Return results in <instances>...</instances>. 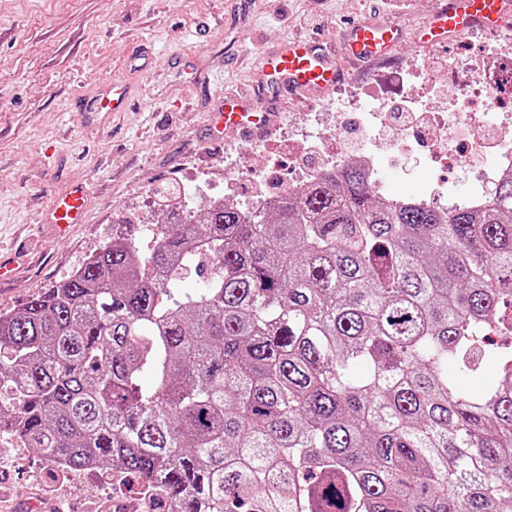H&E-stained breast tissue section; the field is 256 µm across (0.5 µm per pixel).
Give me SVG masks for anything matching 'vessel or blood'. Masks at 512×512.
Segmentation results:
<instances>
[{"mask_svg":"<svg viewBox=\"0 0 512 512\" xmlns=\"http://www.w3.org/2000/svg\"><path fill=\"white\" fill-rule=\"evenodd\" d=\"M512 13V0H443L425 25L430 41L442 44L452 40L465 28L499 27L503 18ZM402 31L397 22L358 24L348 32L343 42L347 57L383 58L397 48ZM341 75L338 60L320 54L309 42L290 40L270 52L264 66L267 85L289 92L303 91L319 95L334 87ZM131 103L128 90L119 84L105 85L95 96L80 107L81 112H122ZM236 127L241 134L252 135V124L244 96L228 92L224 95V109L216 113L211 132L222 136L225 127ZM86 188L72 186L63 195L55 197L49 206V221L59 228L82 223L85 215Z\"/></svg>","mask_w":512,"mask_h":512,"instance_id":"vessel-or-blood-1","label":"vessel or blood"}]
</instances>
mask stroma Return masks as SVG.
Masks as SVG:
<instances>
[{
  "mask_svg": "<svg viewBox=\"0 0 512 512\" xmlns=\"http://www.w3.org/2000/svg\"><path fill=\"white\" fill-rule=\"evenodd\" d=\"M438 0H0V261L18 264L0 282V311L67 279L112 238L114 226L164 221L168 186L201 179L224 181V168L243 137L225 131L208 137L211 112L225 90L257 88L255 115H268L264 138L282 124H305L320 112H349L354 94L368 108L404 99L444 112L467 109L464 86H451L445 63L465 68L497 44L494 31L459 33L447 47L431 49L406 39L391 55L343 66L336 88L319 97L279 93L263 83L266 54L297 37L295 17L310 15L315 36L335 52L345 31L364 21L398 16L420 27ZM152 67L131 65L139 47ZM410 68L416 81L390 88L389 74ZM121 81L133 91V111L78 112L81 97ZM404 164L388 188L411 191L439 177L463 178L460 169ZM75 182L88 187L87 220L59 234L47 221L49 202ZM55 467L35 450L0 439V512H118L145 501L144 484L109 467L69 473L53 497L35 478Z\"/></svg>",
  "mask_w": 512,
  "mask_h": 512,
  "instance_id": "stroma-1",
  "label": "stroma"
}]
</instances>
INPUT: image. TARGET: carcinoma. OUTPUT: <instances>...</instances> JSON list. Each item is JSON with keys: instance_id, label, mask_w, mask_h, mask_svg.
Here are the masks:
<instances>
[{"instance_id": "cac0c4a2", "label": "carcinoma", "mask_w": 512, "mask_h": 512, "mask_svg": "<svg viewBox=\"0 0 512 512\" xmlns=\"http://www.w3.org/2000/svg\"><path fill=\"white\" fill-rule=\"evenodd\" d=\"M3 386L1 437L167 512H512V177L440 211L350 163L123 226L0 314Z\"/></svg>"}]
</instances>
